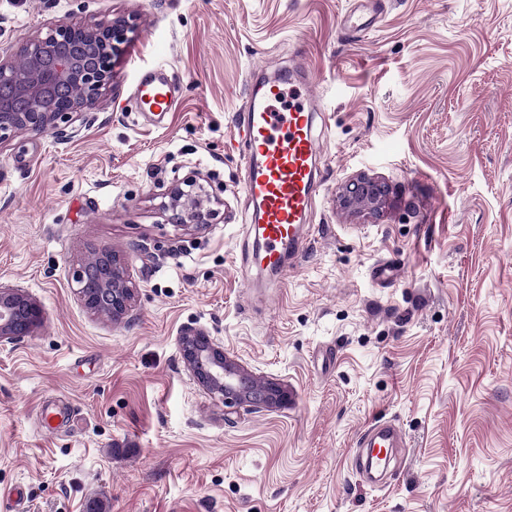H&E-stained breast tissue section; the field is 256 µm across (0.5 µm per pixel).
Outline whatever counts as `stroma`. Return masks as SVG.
Returning a JSON list of instances; mask_svg holds the SVG:
<instances>
[{
	"instance_id": "obj_1",
	"label": "stroma",
	"mask_w": 512,
	"mask_h": 512,
	"mask_svg": "<svg viewBox=\"0 0 512 512\" xmlns=\"http://www.w3.org/2000/svg\"><path fill=\"white\" fill-rule=\"evenodd\" d=\"M113 18L128 41L88 124L0 146V282L44 311L0 344V512L17 486L25 512H512V0H0V45ZM291 67L322 102V186L280 282L239 260L234 125L250 72ZM158 68L181 99L152 123L127 105ZM195 171L222 205L187 231L159 205ZM360 174L388 188L378 215L339 205ZM102 247L138 286L116 324L74 295ZM189 328L287 405L225 408ZM380 420L404 445L371 483ZM403 438L402 431L398 427L390 422H383L367 430L362 437L360 447L370 448L372 457L380 463L382 448H399Z\"/></svg>"
}]
</instances>
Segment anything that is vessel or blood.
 Masks as SVG:
<instances>
[{
  "label": "vessel or blood",
  "mask_w": 512,
  "mask_h": 512,
  "mask_svg": "<svg viewBox=\"0 0 512 512\" xmlns=\"http://www.w3.org/2000/svg\"><path fill=\"white\" fill-rule=\"evenodd\" d=\"M309 73L292 70L286 83L248 85L247 103L234 126L243 150V189L253 205L254 231L261 250L260 266L287 276L285 260L305 248L314 208L316 142L314 119L318 105L307 88ZM136 109L152 121H162L178 103V88L164 71L145 73L136 89ZM401 430L389 422L368 429L361 445L373 451L400 447Z\"/></svg>",
  "instance_id": "b4317fda"
}]
</instances>
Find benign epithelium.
Instances as JSON below:
<instances>
[{
  "label": "benign epithelium",
  "instance_id": "1",
  "mask_svg": "<svg viewBox=\"0 0 512 512\" xmlns=\"http://www.w3.org/2000/svg\"><path fill=\"white\" fill-rule=\"evenodd\" d=\"M121 19L91 25L59 23L18 51V59L0 50V146L22 134L76 136L102 90L112 82V60L126 41ZM195 172L173 183L162 203L169 220L200 228L215 214ZM380 181L360 175L340 191V203L352 211L376 212L383 203ZM75 295L90 313L117 323L132 307L136 286L127 263L111 248L94 249L72 272ZM43 321L39 303L25 290L0 282V344L32 335ZM184 363L193 378L224 406L273 411L288 404V388L269 381L224 352L198 330L180 337Z\"/></svg>",
  "mask_w": 512,
  "mask_h": 512
}]
</instances>
